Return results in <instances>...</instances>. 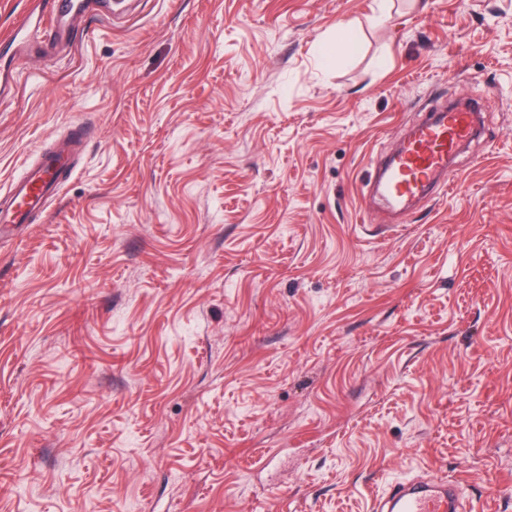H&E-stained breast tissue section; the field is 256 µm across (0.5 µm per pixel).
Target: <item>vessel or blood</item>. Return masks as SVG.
I'll use <instances>...</instances> for the list:
<instances>
[{
    "label": "vessel or blood",
    "mask_w": 512,
    "mask_h": 512,
    "mask_svg": "<svg viewBox=\"0 0 512 512\" xmlns=\"http://www.w3.org/2000/svg\"><path fill=\"white\" fill-rule=\"evenodd\" d=\"M101 0H36L17 25L0 52V91L10 92L13 73L27 57L53 56L65 32L67 21L101 12ZM70 138L36 163L23 165L7 193L0 194V224H27L42 216L48 201L57 197L71 177V155L90 135L86 124L73 122ZM474 114L463 106L432 114L406 136L400 150L387 161L377 181L386 206L408 209L412 200L430 198L450 189L452 170L448 161L456 149L473 138ZM459 480L447 488L430 484H409L387 499L377 500L373 512H462Z\"/></svg>",
    "instance_id": "b4317fda"
}]
</instances>
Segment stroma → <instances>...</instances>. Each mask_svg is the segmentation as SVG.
<instances>
[{
    "label": "stroma",
    "instance_id": "35a3bbf8",
    "mask_svg": "<svg viewBox=\"0 0 512 512\" xmlns=\"http://www.w3.org/2000/svg\"><path fill=\"white\" fill-rule=\"evenodd\" d=\"M458 94L452 191L371 198ZM78 119L0 236V512H512V0H111L0 100V192ZM70 139L55 151L43 155L36 163L22 165L8 192L0 194V224H30L46 211V203L57 197L71 177V155L75 147H83L90 135L83 121L70 127ZM460 481L448 479V491L430 484L402 485L393 494L374 504V512H458L473 511L460 497Z\"/></svg>",
    "mask_w": 512,
    "mask_h": 512
}]
</instances>
